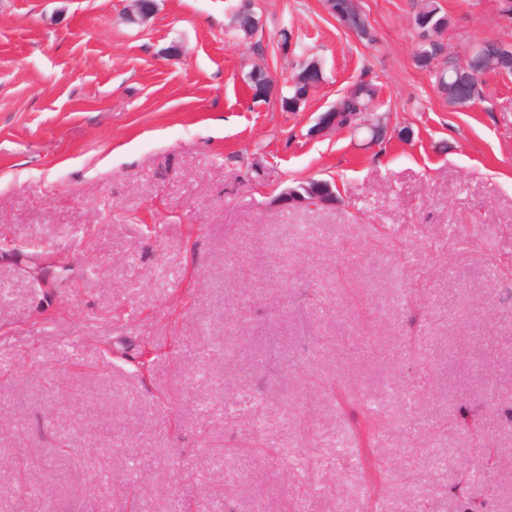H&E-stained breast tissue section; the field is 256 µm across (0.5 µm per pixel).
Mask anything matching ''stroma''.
Instances as JSON below:
<instances>
[{"label": "stroma", "mask_w": 512, "mask_h": 512, "mask_svg": "<svg viewBox=\"0 0 512 512\" xmlns=\"http://www.w3.org/2000/svg\"><path fill=\"white\" fill-rule=\"evenodd\" d=\"M243 2L134 23L133 0H0V512H123L132 483L144 512H455L444 486L488 449L512 512V431L454 424L512 402V74L458 112L415 61L417 0H361L371 43L323 0H253L247 38ZM437 2L452 54L512 44L498 0ZM305 58L323 79L299 111L252 98V69L281 89ZM362 78L380 140L318 130ZM312 179L339 202L279 203ZM347 388L384 420L359 465ZM254 429L277 455L200 449ZM21 455L43 462L25 497Z\"/></svg>", "instance_id": "stroma-1"}]
</instances>
